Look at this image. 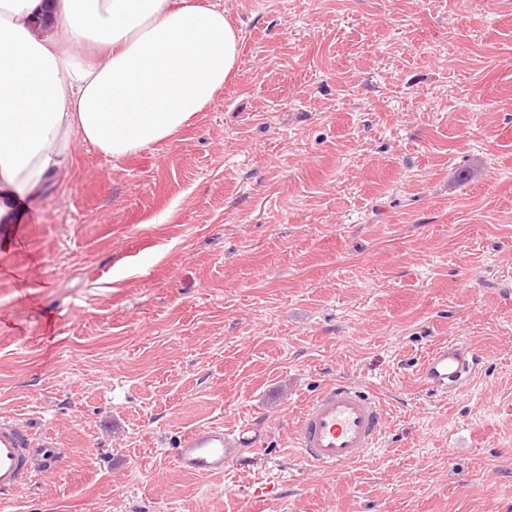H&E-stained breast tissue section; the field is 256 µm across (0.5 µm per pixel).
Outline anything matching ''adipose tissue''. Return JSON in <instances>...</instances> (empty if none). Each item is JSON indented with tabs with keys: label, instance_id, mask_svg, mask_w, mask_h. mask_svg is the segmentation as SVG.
Here are the masks:
<instances>
[{
	"label": "adipose tissue",
	"instance_id": "obj_1",
	"mask_svg": "<svg viewBox=\"0 0 512 512\" xmlns=\"http://www.w3.org/2000/svg\"><path fill=\"white\" fill-rule=\"evenodd\" d=\"M240 44L209 0H0V224L17 225L78 145L118 160L172 139Z\"/></svg>",
	"mask_w": 512,
	"mask_h": 512
}]
</instances>
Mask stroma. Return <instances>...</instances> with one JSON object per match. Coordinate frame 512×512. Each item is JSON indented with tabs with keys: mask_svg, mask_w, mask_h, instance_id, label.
I'll use <instances>...</instances> for the list:
<instances>
[{
	"mask_svg": "<svg viewBox=\"0 0 512 512\" xmlns=\"http://www.w3.org/2000/svg\"><path fill=\"white\" fill-rule=\"evenodd\" d=\"M237 70L172 142L78 146L0 255V419L62 451L0 512H512V0H210ZM478 355L423 389L438 342ZM341 379L389 419L291 446ZM252 423L224 477L190 429ZM477 361V355L464 341L439 342L427 352L418 377L427 389L448 394L469 381ZM387 419L375 396L336 381L306 403L292 430L293 447L316 471L341 474L376 447Z\"/></svg>",
	"mask_w": 512,
	"mask_h": 512,
	"instance_id": "obj_1",
	"label": "stroma"
}]
</instances>
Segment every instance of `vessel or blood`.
<instances>
[{
    "mask_svg": "<svg viewBox=\"0 0 512 512\" xmlns=\"http://www.w3.org/2000/svg\"><path fill=\"white\" fill-rule=\"evenodd\" d=\"M478 358L462 341L439 342L427 352L418 377L431 391L448 394L466 384ZM387 414L375 396L339 381L325 385L306 403L292 431L300 459L319 472L342 473L365 458L381 439ZM253 430L245 423L228 428L209 423L184 433L174 456L185 473L220 477L242 464L240 450ZM60 449L32 447L24 425L0 421V501L9 502L34 477L57 467Z\"/></svg>",
    "mask_w": 512,
    "mask_h": 512,
    "instance_id": "1",
    "label": "vessel or blood"
}]
</instances>
